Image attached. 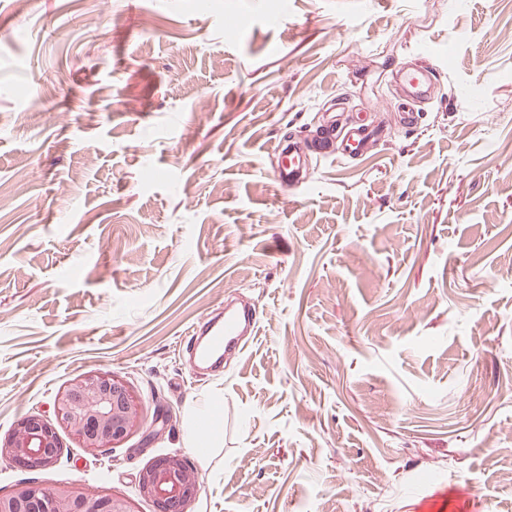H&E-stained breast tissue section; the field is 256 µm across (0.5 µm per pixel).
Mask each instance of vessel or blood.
Returning a JSON list of instances; mask_svg holds the SVG:
<instances>
[{
	"instance_id": "vessel-or-blood-1",
	"label": "vessel or blood",
	"mask_w": 512,
	"mask_h": 512,
	"mask_svg": "<svg viewBox=\"0 0 512 512\" xmlns=\"http://www.w3.org/2000/svg\"><path fill=\"white\" fill-rule=\"evenodd\" d=\"M432 75L431 67L418 65L402 70L400 81L409 97L418 100L423 98ZM376 134V127L365 123L344 130L336 129L331 125L322 131L316 148L319 153L325 155L335 153L349 156L361 149L365 139L375 137ZM279 148L281 152L287 153L288 163L275 172V180L280 183L299 181L302 174L300 151L291 142L280 143ZM255 329V322L251 315L228 308L225 309L223 318L212 321L206 328L192 330L186 337L185 344L190 347L198 367L206 369L211 367L214 359L221 357L224 352L238 348L242 336Z\"/></svg>"
}]
</instances>
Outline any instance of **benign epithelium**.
<instances>
[{
    "mask_svg": "<svg viewBox=\"0 0 512 512\" xmlns=\"http://www.w3.org/2000/svg\"><path fill=\"white\" fill-rule=\"evenodd\" d=\"M142 424V403L132 388L112 372L91 369L57 392L53 417L30 414L14 423L11 433L0 440V461L38 473L51 467L58 455L60 428L80 447L94 452L116 447ZM137 487L146 500L158 505L174 502L179 512H189L200 480L174 454L145 466ZM37 503L42 512H134L123 495L86 492L74 485L47 489L30 481L0 493V512H31Z\"/></svg>",
    "mask_w": 512,
    "mask_h": 512,
    "instance_id": "benign-epithelium-1",
    "label": "benign epithelium"
}]
</instances>
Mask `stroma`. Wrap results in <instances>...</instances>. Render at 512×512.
<instances>
[{
	"instance_id": "35a3bbf8",
	"label": "stroma",
	"mask_w": 512,
	"mask_h": 512,
	"mask_svg": "<svg viewBox=\"0 0 512 512\" xmlns=\"http://www.w3.org/2000/svg\"><path fill=\"white\" fill-rule=\"evenodd\" d=\"M0 0V437L91 369L147 401L36 478L131 498L179 453L190 512H512V0ZM432 65L417 125L391 72ZM364 121L381 139L280 140ZM236 299L223 372L181 339ZM216 422L203 448L187 443ZM377 136V128L365 123L336 130V126L326 127L316 144V149L324 155L349 156L357 153L365 139ZM279 148L282 153H288V166H281L274 173V179L277 182L293 183L301 179V153L291 140L280 141Z\"/></svg>"
}]
</instances>
